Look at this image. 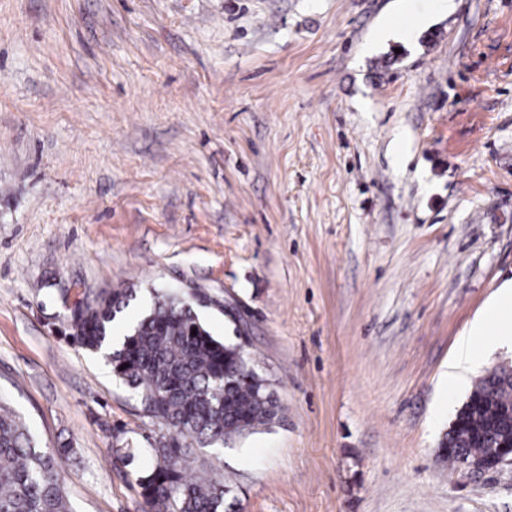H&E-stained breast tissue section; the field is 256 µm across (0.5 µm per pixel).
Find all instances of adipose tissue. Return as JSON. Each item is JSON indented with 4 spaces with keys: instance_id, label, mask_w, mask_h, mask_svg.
<instances>
[{
    "instance_id": "ef3b65f1",
    "label": "adipose tissue",
    "mask_w": 512,
    "mask_h": 512,
    "mask_svg": "<svg viewBox=\"0 0 512 512\" xmlns=\"http://www.w3.org/2000/svg\"><path fill=\"white\" fill-rule=\"evenodd\" d=\"M508 341H512V281L499 289L459 344L449 366V384L457 383L459 370L475 363L482 349Z\"/></svg>"
}]
</instances>
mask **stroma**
<instances>
[{
    "label": "stroma",
    "instance_id": "35a3bbf8",
    "mask_svg": "<svg viewBox=\"0 0 512 512\" xmlns=\"http://www.w3.org/2000/svg\"><path fill=\"white\" fill-rule=\"evenodd\" d=\"M510 279L512 0H0V396L74 512H143L167 432L71 341L114 288L205 295L271 379L272 427L191 448L237 512H512L439 456ZM459 344L448 370V385L455 386L458 371L475 363L481 349L512 342V279L499 288L496 297L487 305L482 316L473 324Z\"/></svg>",
    "mask_w": 512,
    "mask_h": 512
}]
</instances>
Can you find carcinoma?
<instances>
[{
	"mask_svg": "<svg viewBox=\"0 0 512 512\" xmlns=\"http://www.w3.org/2000/svg\"><path fill=\"white\" fill-rule=\"evenodd\" d=\"M134 298L130 288L84 299L73 316L72 338L99 351L112 342V323ZM196 335H191V332ZM115 375L144 414L170 430L151 448L152 466L136 476L145 512H231L224 484L192 474L187 441L208 446L267 427L280 406L273 384L242 347L215 338L195 305L176 294L155 297L125 328L108 354ZM512 367L480 378L440 442L442 458L482 457L512 439ZM65 450L40 444L29 426L0 398V512H72L64 490Z\"/></svg>",
	"mask_w": 512,
	"mask_h": 512,
	"instance_id": "cac0c4a2",
	"label": "carcinoma"
}]
</instances>
